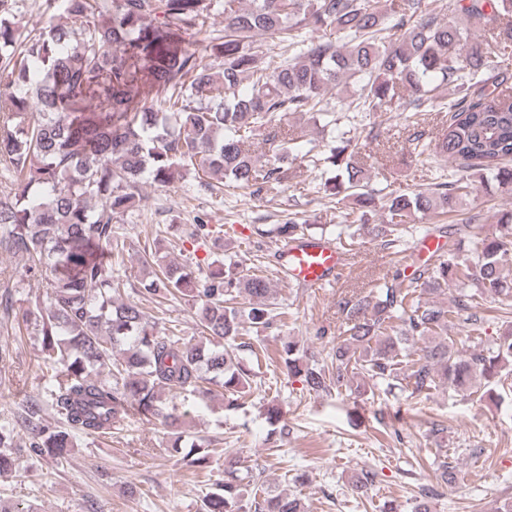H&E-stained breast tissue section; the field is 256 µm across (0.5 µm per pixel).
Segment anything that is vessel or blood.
Listing matches in <instances>:
<instances>
[{"label":"vessel or blood","instance_id":"vessel-or-blood-1","mask_svg":"<svg viewBox=\"0 0 512 512\" xmlns=\"http://www.w3.org/2000/svg\"><path fill=\"white\" fill-rule=\"evenodd\" d=\"M349 264L346 251L333 241L315 236L284 245L276 258L277 272L284 282L307 288L335 283Z\"/></svg>","mask_w":512,"mask_h":512}]
</instances>
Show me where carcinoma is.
Wrapping results in <instances>:
<instances>
[{
	"label": "carcinoma",
	"instance_id": "carcinoma-1",
	"mask_svg": "<svg viewBox=\"0 0 512 512\" xmlns=\"http://www.w3.org/2000/svg\"><path fill=\"white\" fill-rule=\"evenodd\" d=\"M12 8L13 0H0V112L12 121L0 135V164L15 174L0 194V249L26 257L30 273L47 272L45 295L23 318L38 322L40 358L56 370L51 407L64 425L48 424L30 404L24 429L35 452L61 457L74 435L110 434L134 411L162 419L174 432L171 448L190 447L191 466L210 467L219 450L197 447L163 397L205 395L207 382L222 390L225 409H239L254 377L239 355L243 324L267 330L288 315L268 303L267 277L214 253L200 278L166 263L140 289L158 304L191 298L203 342L161 333L141 303L120 298L113 224L136 206L145 182L167 185L191 169L203 186L216 179L260 195L288 184L289 158L308 157L326 175L336 169L323 183L336 204L365 214L377 207L376 189L363 144L340 128L337 114L365 118L395 104L416 115L448 113L438 139L409 140L431 183L385 194L386 222L348 224L340 245L366 231L395 246L417 216L445 215L472 193L475 177L512 192V95L502 89L512 78L505 64L512 0H453L446 15L437 0H43L42 25L21 43ZM217 16L224 28L191 47ZM261 36L278 52L264 51ZM212 57L219 68L207 62ZM448 85L456 96L447 100L438 90ZM293 114L312 115L334 136L322 144L301 139L288 132ZM256 139L259 153L251 149ZM441 159L470 177L444 174ZM307 230L293 217L277 225L286 241ZM433 231L448 235L446 254L405 285L383 281L367 295L339 296L343 331L330 364L288 341L279 352L288 373L315 393L415 396L443 386L499 396L512 374V328L488 354L475 334L487 299L512 298V214H502L498 233L474 238L467 254L453 239L460 228ZM243 294L246 309L237 302ZM455 321L470 332L465 355L448 344ZM13 434L0 426V474L21 452ZM429 437L437 479L454 483L444 429L432 427ZM202 512H243L236 479L207 493ZM254 512L306 510L293 494L270 493Z\"/></svg>",
	"mask_w": 512,
	"mask_h": 512
}]
</instances>
